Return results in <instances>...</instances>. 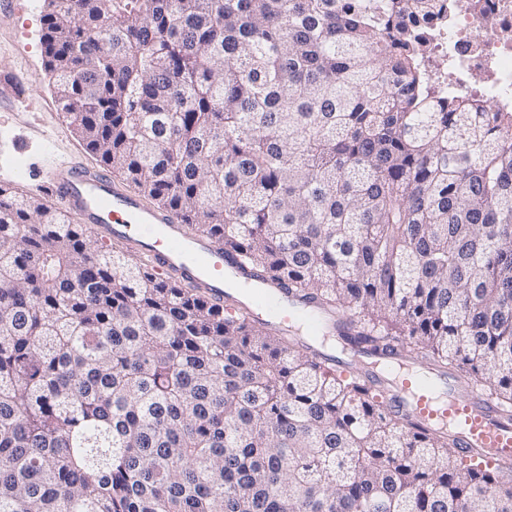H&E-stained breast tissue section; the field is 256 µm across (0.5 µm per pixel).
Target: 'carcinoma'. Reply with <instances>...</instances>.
I'll return each mask as SVG.
<instances>
[{"label":"carcinoma","instance_id":"carcinoma-1","mask_svg":"<svg viewBox=\"0 0 512 512\" xmlns=\"http://www.w3.org/2000/svg\"><path fill=\"white\" fill-rule=\"evenodd\" d=\"M49 0L85 147L191 233L512 413V111L390 27L442 0ZM512 463L0 186V512H512Z\"/></svg>","mask_w":512,"mask_h":512}]
</instances>
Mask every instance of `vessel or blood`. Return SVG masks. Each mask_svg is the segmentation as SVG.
Instances as JSON below:
<instances>
[{"label":"vessel or blood","mask_w":512,"mask_h":512,"mask_svg":"<svg viewBox=\"0 0 512 512\" xmlns=\"http://www.w3.org/2000/svg\"><path fill=\"white\" fill-rule=\"evenodd\" d=\"M43 192L49 202L77 214L104 243L135 253L162 277L199 288L212 303L246 314L269 332L285 336L301 329L304 343L314 349L336 333L335 314L289 294L281 283L225 252L212 237L189 234L178 215L144 203L102 169L75 157L53 161ZM390 359L398 365L391 377L376 362L362 367L357 359L343 358L338 366L346 371L361 368L386 389L396 415L453 432L463 454L490 463L512 459V416L493 400L469 384L405 361L401 351H393Z\"/></svg>","instance_id":"vessel-or-blood-1"}]
</instances>
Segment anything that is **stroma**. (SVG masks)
<instances>
[{"label": "stroma", "instance_id": "35a3bbf8", "mask_svg": "<svg viewBox=\"0 0 512 512\" xmlns=\"http://www.w3.org/2000/svg\"><path fill=\"white\" fill-rule=\"evenodd\" d=\"M45 0H17L10 19L0 22V80H16L19 91L36 101L30 112L0 99V186L19 196L38 195L48 158L80 156L95 165L49 87L42 53Z\"/></svg>", "mask_w": 512, "mask_h": 512}]
</instances>
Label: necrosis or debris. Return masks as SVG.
I'll list each match as a JSON object with an SVG mask.
<instances>
[{"label":"necrosis or debris","instance_id":"necrosis-or-debris-1","mask_svg":"<svg viewBox=\"0 0 512 512\" xmlns=\"http://www.w3.org/2000/svg\"><path fill=\"white\" fill-rule=\"evenodd\" d=\"M420 28L431 46L425 66L442 78L438 93L512 109V0H448Z\"/></svg>","mask_w":512,"mask_h":512}]
</instances>
